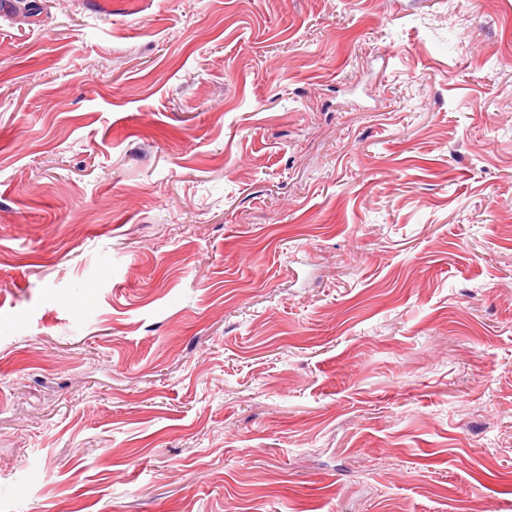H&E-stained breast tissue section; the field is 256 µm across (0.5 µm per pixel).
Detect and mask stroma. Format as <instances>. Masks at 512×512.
Instances as JSON below:
<instances>
[{
    "instance_id": "1",
    "label": "stroma",
    "mask_w": 512,
    "mask_h": 512,
    "mask_svg": "<svg viewBox=\"0 0 512 512\" xmlns=\"http://www.w3.org/2000/svg\"><path fill=\"white\" fill-rule=\"evenodd\" d=\"M0 14V512H512V0Z\"/></svg>"
}]
</instances>
